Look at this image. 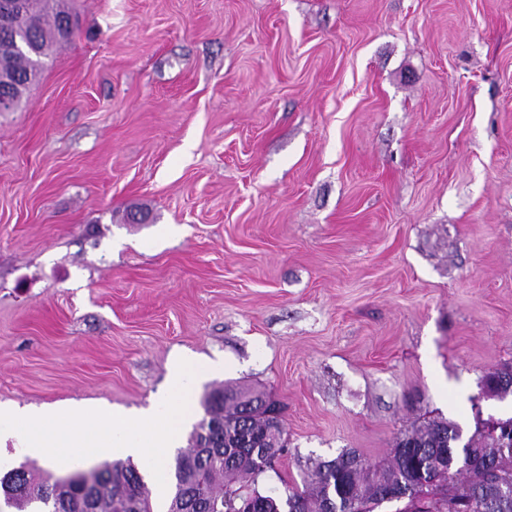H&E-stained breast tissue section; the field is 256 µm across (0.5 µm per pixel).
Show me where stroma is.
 Wrapping results in <instances>:
<instances>
[{"instance_id":"obj_1","label":"stroma","mask_w":512,"mask_h":512,"mask_svg":"<svg viewBox=\"0 0 512 512\" xmlns=\"http://www.w3.org/2000/svg\"><path fill=\"white\" fill-rule=\"evenodd\" d=\"M0 112V411L271 396L284 495L512 417V0H69ZM148 212L133 224L130 212ZM481 386L491 396L504 398L512 393V365L483 375Z\"/></svg>"}]
</instances>
